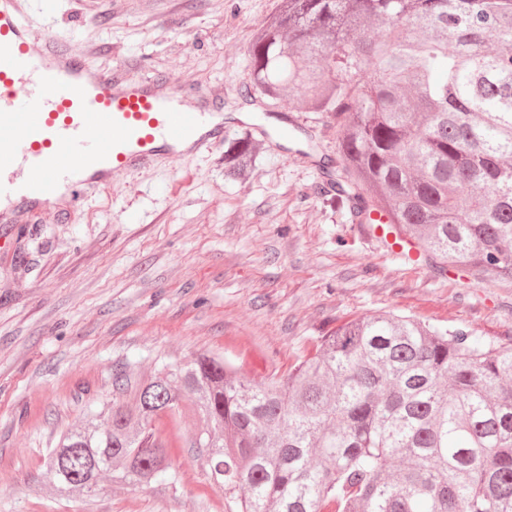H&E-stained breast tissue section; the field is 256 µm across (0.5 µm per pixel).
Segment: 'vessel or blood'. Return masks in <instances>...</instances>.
<instances>
[{
	"instance_id": "obj_1",
	"label": "vessel or blood",
	"mask_w": 512,
	"mask_h": 512,
	"mask_svg": "<svg viewBox=\"0 0 512 512\" xmlns=\"http://www.w3.org/2000/svg\"><path fill=\"white\" fill-rule=\"evenodd\" d=\"M224 137L197 99L155 80L114 79L36 31L22 0H0V223L21 224L60 191L111 186L133 164Z\"/></svg>"
}]
</instances>
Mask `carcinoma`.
I'll return each instance as SVG.
<instances>
[{"label":"carcinoma","mask_w":512,"mask_h":512,"mask_svg":"<svg viewBox=\"0 0 512 512\" xmlns=\"http://www.w3.org/2000/svg\"><path fill=\"white\" fill-rule=\"evenodd\" d=\"M248 56L245 97L336 121L326 203L512 281V0H280ZM261 152L250 126L224 138V177ZM187 402L191 447L238 512H512V343L391 314L260 382L214 354L162 361L59 435L44 485L91 498L157 480L156 423Z\"/></svg>","instance_id":"obj_1"}]
</instances>
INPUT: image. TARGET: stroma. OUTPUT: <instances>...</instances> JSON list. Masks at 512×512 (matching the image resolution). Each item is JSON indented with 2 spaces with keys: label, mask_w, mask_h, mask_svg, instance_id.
<instances>
[{
  "label": "stroma",
  "mask_w": 512,
  "mask_h": 512,
  "mask_svg": "<svg viewBox=\"0 0 512 512\" xmlns=\"http://www.w3.org/2000/svg\"><path fill=\"white\" fill-rule=\"evenodd\" d=\"M279 0H26L74 52L113 76L160 79L224 115L243 106L248 46ZM249 123L269 138L241 180L224 145L129 170L77 210L52 204L0 239V512H237L191 448L159 424L172 468L95 498L42 486L60 433L157 362L211 352L249 378L285 374L321 336L394 313L512 343V282L399 259L348 210L329 207L313 139L335 157L333 119L266 100Z\"/></svg>",
  "instance_id": "obj_1"
}]
</instances>
